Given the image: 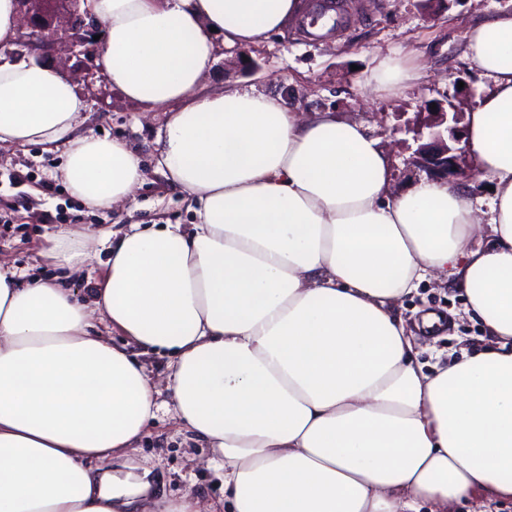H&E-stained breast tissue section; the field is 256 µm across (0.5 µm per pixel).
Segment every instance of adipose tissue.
<instances>
[{
	"instance_id": "ef3b65f1",
	"label": "adipose tissue",
	"mask_w": 512,
	"mask_h": 512,
	"mask_svg": "<svg viewBox=\"0 0 512 512\" xmlns=\"http://www.w3.org/2000/svg\"><path fill=\"white\" fill-rule=\"evenodd\" d=\"M94 61L125 99L169 108L168 184L197 221L58 231L42 259L80 271L108 250L91 301L0 264V512H202L130 456L154 415L140 355L166 351L178 418L224 469L229 512H447L512 498V13L475 23L492 84L467 144L488 211L425 179L393 191L362 122L306 118L281 95L210 89L214 34L248 49L301 0H82ZM66 68L0 56V149L61 154L71 196L126 205L144 182L125 140L83 127ZM428 278L463 288L491 346L424 371L395 306ZM103 315L128 341L95 324Z\"/></svg>"
}]
</instances>
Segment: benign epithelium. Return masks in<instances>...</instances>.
Listing matches in <instances>:
<instances>
[{
	"label": "benign epithelium",
	"mask_w": 512,
	"mask_h": 512,
	"mask_svg": "<svg viewBox=\"0 0 512 512\" xmlns=\"http://www.w3.org/2000/svg\"><path fill=\"white\" fill-rule=\"evenodd\" d=\"M19 3L28 17V23L16 45L37 52L43 58L51 52L45 32L52 30L55 12L50 10L45 13L38 9L44 0H19ZM94 35L95 30L91 27L76 32L67 29L60 37V43L68 45L80 55H86L94 45ZM462 116L463 113L458 111L450 96L428 113L426 126L432 129V142L418 148L417 159L429 178L454 181L466 176L464 162L468 149L464 131L458 127Z\"/></svg>",
	"instance_id": "benign-epithelium-1"
}]
</instances>
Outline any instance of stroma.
<instances>
[{"mask_svg": "<svg viewBox=\"0 0 512 512\" xmlns=\"http://www.w3.org/2000/svg\"><path fill=\"white\" fill-rule=\"evenodd\" d=\"M341 2V24L322 37L306 36L299 17L245 51L226 48L222 37H215L209 83L221 87L245 82L283 95L302 115L331 110L339 118L361 121L390 152L395 187L418 182L425 173L416 163V151L430 140L420 132L424 106L449 95L461 112H468L488 80L466 55L465 32L498 12H511L512 0H451L447 9L435 13L423 0ZM408 53L417 58L420 78L396 92L375 91L376 60ZM70 73L87 100L86 128L125 139L141 157L144 182L128 207L91 209L71 197L56 178L57 154L39 146L0 150V258L28 277L47 281L57 271L43 264L38 252L46 236L60 228L81 224L118 232L132 223L196 221L181 194L156 169L154 147L165 126L164 109L149 112L124 99L97 72L92 57L73 58ZM465 303L462 289L431 280L397 308L409 329L427 312L448 318L443 331L418 338L421 363L443 366L461 348L474 352L486 347V330L466 314ZM156 402L155 417L145 428L134 460L156 467L169 496L197 494L204 506L222 512L223 471L206 466L207 449L177 421L169 394H159Z\"/></svg>", "mask_w": 512, "mask_h": 512, "instance_id": "obj_1", "label": "stroma"}]
</instances>
